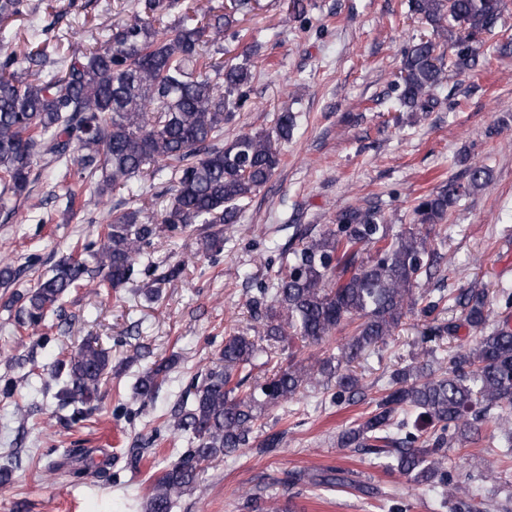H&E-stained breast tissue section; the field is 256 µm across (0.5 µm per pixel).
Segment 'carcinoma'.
Instances as JSON below:
<instances>
[{"mask_svg":"<svg viewBox=\"0 0 512 512\" xmlns=\"http://www.w3.org/2000/svg\"><path fill=\"white\" fill-rule=\"evenodd\" d=\"M253 9L252 0H229L214 15L190 0H134L133 20L80 54L59 56L47 71V27L34 28L22 43L6 33L14 18L34 13L30 0H0V209L26 191L37 158L63 162L72 151L79 153L73 178L94 181L100 203L117 187L140 198L144 177L174 186L159 219L142 204L109 214L99 247L83 246L94 267L69 257L36 288L13 293L11 302L20 304L29 325H40L86 277L99 278V288L135 281L138 260L163 231L207 224L212 231L200 239L201 250L220 251L224 237L214 226L237 223L245 202L273 178L282 144L296 126L293 112H279L268 129L224 140V124L244 107L254 79L248 63L220 59L224 37L237 36L239 16ZM408 10L429 23L432 34L406 48L394 90L407 111L428 112L447 78L448 31H456L452 67L473 69L483 36L499 23L503 0H408ZM21 60L28 63L23 74L17 71ZM490 181L488 169L469 166L466 181L419 198L413 226L396 234L370 202L341 210L320 230L298 228L295 246L249 301L259 335L226 334L216 361L186 386L172 427L188 436L190 448L156 479L145 512H172L220 455L245 448L278 452L286 432L266 428L265 412L309 387L333 381L331 403L354 400L362 385L346 366L386 343L415 310L423 319L419 339L427 360L393 370L383 395L361 422L338 435L337 447L358 448L417 484L452 489L441 502L449 512H480L445 460L449 448L494 422L500 456L512 461V293L503 290L492 301L483 289L456 295L442 288L418 294L416 288L437 272L435 240L449 208ZM450 307L460 309L476 334L472 346L451 352L446 344L457 324L442 317ZM494 313L499 321L491 327ZM338 333L343 342L334 347ZM287 339L298 341L307 356L282 360L280 344ZM109 364L108 352L90 343L59 362L67 370L56 392L59 404L98 401ZM168 369L147 370L133 398L154 399ZM284 484L368 492L337 468L290 472Z\"/></svg>","mask_w":512,"mask_h":512,"instance_id":"1","label":"carcinoma"}]
</instances>
